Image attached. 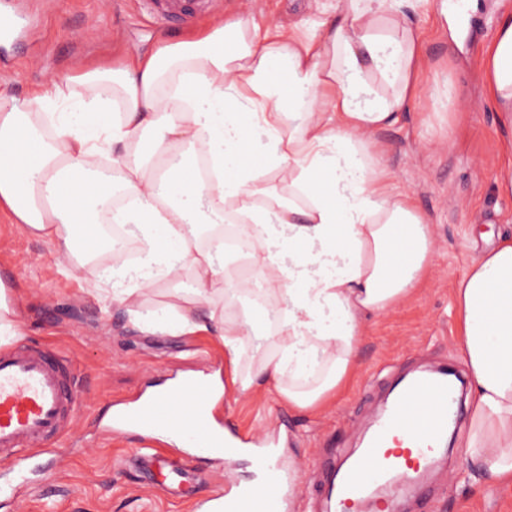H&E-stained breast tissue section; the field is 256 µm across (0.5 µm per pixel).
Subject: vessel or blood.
Wrapping results in <instances>:
<instances>
[{"label":"vessel or blood","mask_w":512,"mask_h":512,"mask_svg":"<svg viewBox=\"0 0 512 512\" xmlns=\"http://www.w3.org/2000/svg\"><path fill=\"white\" fill-rule=\"evenodd\" d=\"M22 11L0 10V40L32 25ZM82 389L67 357L38 346L21 344L0 351V460L23 471L30 443L60 447L66 419L80 402ZM214 388L199 380H182L168 387L165 398L148 396L119 409L112 432L144 434L152 447L139 457L143 467L177 473L181 462L166 456L161 446L180 442L207 454L217 446H258L263 481L259 487L225 484L212 498L216 512H294L299 498L295 478L276 458L268 439L240 435L236 427L215 421L211 406ZM459 402L444 371L416 374L398 389L381 414L361 451L341 472L325 475L329 492L347 512L370 496L376 484L400 476L421 486L432 458L448 444V427L459 415Z\"/></svg>","instance_id":"obj_1"}]
</instances>
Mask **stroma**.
<instances>
[{
  "mask_svg": "<svg viewBox=\"0 0 512 512\" xmlns=\"http://www.w3.org/2000/svg\"><path fill=\"white\" fill-rule=\"evenodd\" d=\"M443 0H406L426 64L415 106L381 131L383 160L397 191L408 193L436 235L435 262L417 297L374 319L358 349L360 369L335 403L319 414L288 405L276 394L223 396L214 413L247 433L279 437L283 465L301 490L296 512H332L321 462L354 453L383 402L388 383L404 371L445 365L467 368L460 346L455 288L476 255L512 235V190L495 181L499 114L481 79L485 52L512 0H473L463 17L442 16ZM336 0H205L175 22L160 19L145 0H24L37 22L20 45L0 48V92L28 97L48 76L108 65L127 53L150 51L159 37L177 42L211 19L248 10L259 30L272 22L311 34ZM0 285L19 313L21 343L58 349L74 361L83 397L69 425L67 449L41 454L18 501L0 499V512H200L227 478L255 477L250 455L220 463L189 460L192 481L166 494L134 466L141 444L96 428L113 405L189 373L224 370V348L207 333L173 334L162 308L175 288H191L190 271L160 280L139 300L137 315L110 293L91 294L78 270H64L49 243L24 235L0 212ZM154 323L151 331L141 321ZM468 422L455 428L453 448L438 462L426 512H512V484L488 485L465 447Z\"/></svg>",
  "mask_w": 512,
  "mask_h": 512,
  "instance_id": "35a3bbf8",
  "label": "stroma"
}]
</instances>
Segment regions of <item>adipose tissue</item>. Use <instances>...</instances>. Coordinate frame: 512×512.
<instances>
[{"label": "adipose tissue", "instance_id": "1", "mask_svg": "<svg viewBox=\"0 0 512 512\" xmlns=\"http://www.w3.org/2000/svg\"><path fill=\"white\" fill-rule=\"evenodd\" d=\"M401 0H336L312 35L278 24L258 33L244 13L189 40L49 78L29 97L0 96V210L51 243L94 291L135 310L156 275L190 269L196 287L168 308L175 333L208 332L224 347L226 393L270 388L319 412L358 371L372 317L409 302L428 273L432 226L391 191L379 133L414 105L424 65ZM503 118L512 189V13L501 19L483 75ZM118 173L101 174V159ZM120 195L116 224H144L143 256L110 252L98 270L81 243L98 237L101 198ZM235 221L277 313L269 351L239 373L253 327L224 244L197 227ZM474 391L467 446L495 484H512V240L475 258L455 291Z\"/></svg>", "mask_w": 512, "mask_h": 512}]
</instances>
